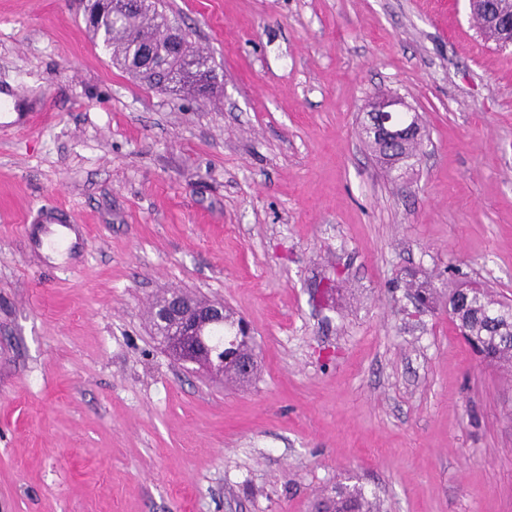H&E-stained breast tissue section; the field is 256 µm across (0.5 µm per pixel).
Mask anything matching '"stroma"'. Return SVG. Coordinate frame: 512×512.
<instances>
[{"mask_svg":"<svg viewBox=\"0 0 512 512\" xmlns=\"http://www.w3.org/2000/svg\"><path fill=\"white\" fill-rule=\"evenodd\" d=\"M220 81L161 91L80 0H0V512H512V379L448 295L512 299V47L468 0H163ZM424 128L386 173L362 133ZM60 208L65 267L24 225ZM432 291L417 309L406 282ZM174 290L247 321L246 382L154 334ZM368 108L363 129L370 140L384 146L422 137L420 117L403 99L393 96L372 101ZM318 512H378L376 502L366 497L356 485H338L323 495L317 504Z\"/></svg>","mask_w":512,"mask_h":512,"instance_id":"stroma-1","label":"stroma"}]
</instances>
